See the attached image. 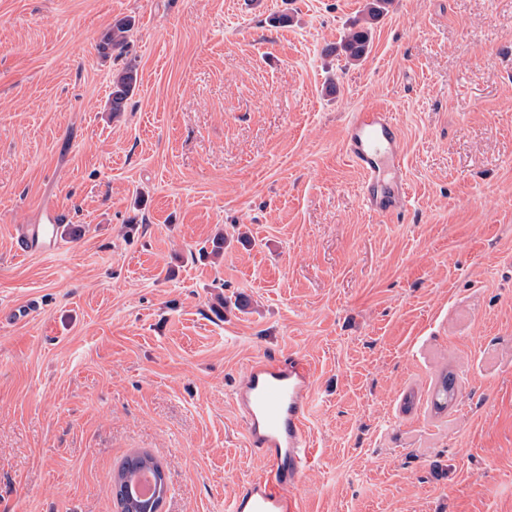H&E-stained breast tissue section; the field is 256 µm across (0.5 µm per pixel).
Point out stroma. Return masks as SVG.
Wrapping results in <instances>:
<instances>
[{
    "label": "stroma",
    "instance_id": "stroma-1",
    "mask_svg": "<svg viewBox=\"0 0 512 512\" xmlns=\"http://www.w3.org/2000/svg\"><path fill=\"white\" fill-rule=\"evenodd\" d=\"M368 2L0 0V313L35 305L0 322V512H121L137 453L160 512H224L266 469L231 388L288 355L304 512H512V0H392L329 53ZM369 104L405 142L391 217L344 155ZM47 202L81 235L17 254ZM391 0H371L367 6V18L364 24L360 20L343 36L339 49L350 61H360L369 53L370 49V21L383 15ZM138 81L137 71L134 66L126 65L112 76V99L108 112L112 117H117L125 112L126 101L133 92ZM145 467L151 468L152 470L154 468L155 469H160L162 471L160 465L150 455L143 454V455H136V456L130 457L124 463V465L122 466V468L118 472V475H117V478H116V488H117L116 496H117V499L119 501L120 507L122 508L123 512H156L154 510H150V511H141V510H138V509L130 510L123 503L124 497H123L122 488H123L124 480L128 476L134 474V472L137 469H142V468H145Z\"/></svg>",
    "mask_w": 512,
    "mask_h": 512
}]
</instances>
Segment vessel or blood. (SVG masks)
<instances>
[{"label":"vessel or blood","instance_id":"b4317fda","mask_svg":"<svg viewBox=\"0 0 512 512\" xmlns=\"http://www.w3.org/2000/svg\"><path fill=\"white\" fill-rule=\"evenodd\" d=\"M342 141L347 158L362 174L360 192L367 209L386 217L403 210L409 201L405 147L391 113L380 106L352 113ZM64 216V210L49 205L43 223L31 225L19 238L20 252L55 244ZM314 374L313 365L298 356L258 357L235 383L231 398L245 424L247 444L269 470L228 499L225 512H302L298 488L315 453L308 433Z\"/></svg>","mask_w":512,"mask_h":512}]
</instances>
